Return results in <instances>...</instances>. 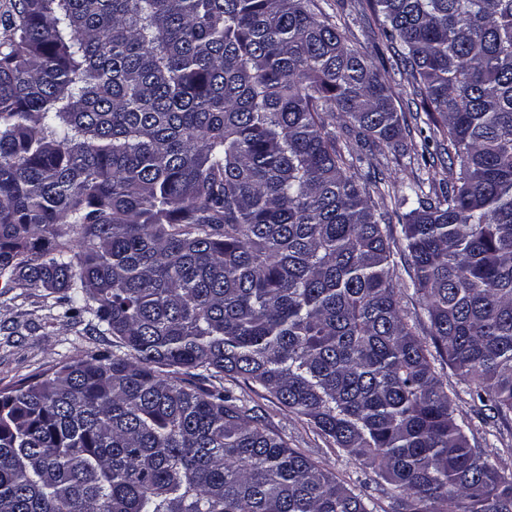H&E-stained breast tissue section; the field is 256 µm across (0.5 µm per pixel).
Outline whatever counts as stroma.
<instances>
[{"mask_svg": "<svg viewBox=\"0 0 512 512\" xmlns=\"http://www.w3.org/2000/svg\"><path fill=\"white\" fill-rule=\"evenodd\" d=\"M313 3L315 13L337 23L348 44L377 66L403 117L398 134L400 145L396 148L361 146L355 136L342 130L339 119H332L331 124L337 129L341 150L359 159L355 180L365 185L372 200L392 216L387 231L391 235L396 275L399 282H408L410 266L401 250L407 208L400 200L416 185L430 195L440 190L448 173L432 157L422 154L424 145H435L440 135L420 112L421 99L414 93L412 77L399 64L393 50L378 39L379 21L366 0H313ZM64 310L62 293L42 288L0 287V390L41 380L72 360L101 351H117L118 341L114 336L92 328L89 321L67 320ZM436 371L448 389L455 416L463 423L470 446L494 452L499 464L512 470V417L482 420L480 402L467 393L456 372L441 364ZM223 384L232 388L248 406L261 409L268 424L290 447L305 452L335 473L338 480L370 496L376 512H392L391 501L377 484L375 475L328 442L313 424L288 412L274 396L243 379L227 377Z\"/></svg>", "mask_w": 512, "mask_h": 512, "instance_id": "stroma-1", "label": "stroma"}]
</instances>
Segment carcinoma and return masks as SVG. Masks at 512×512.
Segmentation results:
<instances>
[{
  "label": "carcinoma",
  "mask_w": 512,
  "mask_h": 512,
  "mask_svg": "<svg viewBox=\"0 0 512 512\" xmlns=\"http://www.w3.org/2000/svg\"><path fill=\"white\" fill-rule=\"evenodd\" d=\"M309 0H11L0 20V278L68 292L124 351L0 391V512H373L224 386L370 470L393 512H512L432 356L512 413V0H368L446 143L388 212L338 116L391 144L377 67ZM400 307L404 318L410 323H416V333L424 338L428 334L427 330V319L424 310L421 309L419 301L416 296L413 295L412 288L403 290V294L400 299ZM421 319V324L418 322Z\"/></svg>",
  "instance_id": "1"
}]
</instances>
